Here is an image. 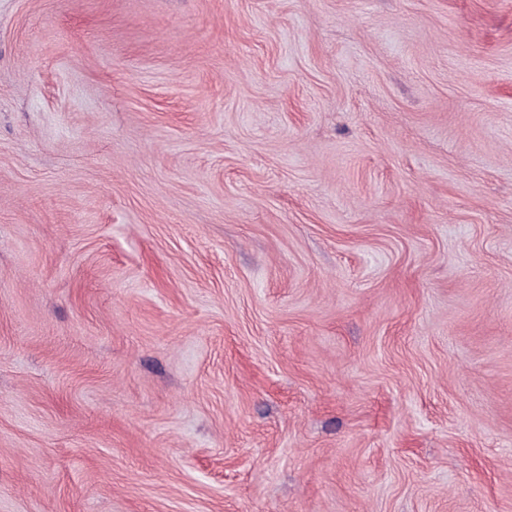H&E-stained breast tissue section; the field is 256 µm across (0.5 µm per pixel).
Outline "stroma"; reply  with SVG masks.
I'll return each instance as SVG.
<instances>
[{
    "instance_id": "35a3bbf8",
    "label": "stroma",
    "mask_w": 512,
    "mask_h": 512,
    "mask_svg": "<svg viewBox=\"0 0 512 512\" xmlns=\"http://www.w3.org/2000/svg\"><path fill=\"white\" fill-rule=\"evenodd\" d=\"M0 512H512V0H0Z\"/></svg>"
}]
</instances>
